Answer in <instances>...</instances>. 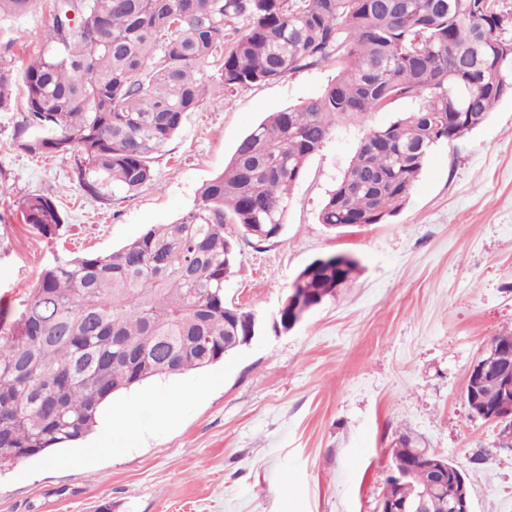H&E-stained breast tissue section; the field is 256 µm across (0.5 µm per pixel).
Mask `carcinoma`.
<instances>
[{
	"mask_svg": "<svg viewBox=\"0 0 512 512\" xmlns=\"http://www.w3.org/2000/svg\"><path fill=\"white\" fill-rule=\"evenodd\" d=\"M33 2L0 0V18ZM505 40L512 0H55L51 48L26 68L15 139L73 160L79 187L97 197L151 183L156 155L211 84L277 81L330 59L336 77L318 97L270 113L179 221L42 267L0 329V466L81 440L118 392L223 360L253 318L224 302L240 255L234 235L254 244L280 236L293 187L336 128L409 100L413 109L368 130L318 219L346 227L394 216L431 149L465 137L512 96ZM20 212L39 236H61L51 196H25ZM357 269L347 255L316 261L291 288L317 300ZM392 457L411 476L386 481L385 494L419 492L426 512H447L419 440L400 434Z\"/></svg>",
	"mask_w": 512,
	"mask_h": 512,
	"instance_id": "carcinoma-1",
	"label": "carcinoma"
}]
</instances>
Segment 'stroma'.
Returning a JSON list of instances; mask_svg holds the SVG:
<instances>
[{
    "mask_svg": "<svg viewBox=\"0 0 512 512\" xmlns=\"http://www.w3.org/2000/svg\"><path fill=\"white\" fill-rule=\"evenodd\" d=\"M54 0L0 21V307L20 308L42 266L106 253L194 206L198 189L271 112L318 96L326 62L269 83L215 88L158 154L155 179L123 199L82 191L72 161L19 149L23 75L46 45ZM410 108L398 101L339 127L312 156L288 200L280 237L239 241L227 304L276 312L298 272L344 253L359 270L285 334L266 331L202 371L157 377L115 394L95 429L53 458L0 469V512H379L392 448L417 437L458 464L473 512H512V450L472 418L470 366L512 331V96L482 126L437 146L404 208L385 224L336 231L317 217L369 127ZM52 195L65 233L48 240L18 202ZM169 405L173 417H164ZM134 413L132 426L123 423Z\"/></svg>",
    "mask_w": 512,
    "mask_h": 512,
    "instance_id": "35a3bbf8",
    "label": "stroma"
}]
</instances>
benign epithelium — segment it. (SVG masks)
<instances>
[{"instance_id":"1","label":"benign epithelium","mask_w":512,"mask_h":512,"mask_svg":"<svg viewBox=\"0 0 512 512\" xmlns=\"http://www.w3.org/2000/svg\"><path fill=\"white\" fill-rule=\"evenodd\" d=\"M305 310L309 306L305 304V297L297 291H292L275 313L272 324L259 316L254 319L251 336L246 343L252 341L263 333L266 327H271L277 334L291 331L295 324L287 322L280 324L279 317L286 311L293 312L298 308ZM500 358L498 348L490 343L476 358L469 369L465 393L469 394V408L472 417L482 419L495 425L498 431V447H512V377L504 371L500 376L501 393L495 399H489L477 393L482 380L488 374L498 370ZM428 468L433 473L434 481L441 489L449 490L448 512H471V494L465 482L457 479L449 473L448 458L434 451L428 460ZM381 512H421V504H407L396 499H381Z\"/></svg>"}]
</instances>
